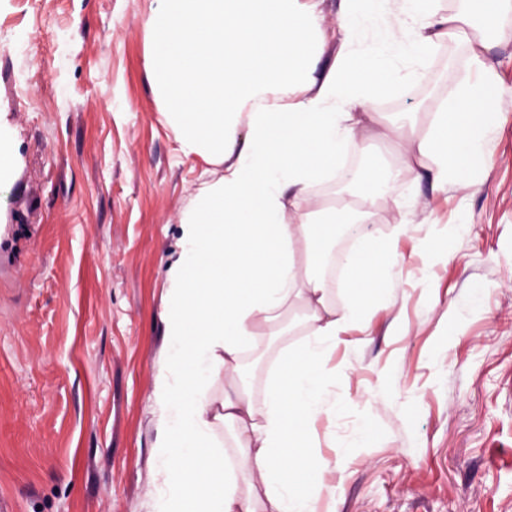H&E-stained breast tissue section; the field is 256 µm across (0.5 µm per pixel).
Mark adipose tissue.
Instances as JSON below:
<instances>
[{
	"label": "adipose tissue",
	"mask_w": 512,
	"mask_h": 512,
	"mask_svg": "<svg viewBox=\"0 0 512 512\" xmlns=\"http://www.w3.org/2000/svg\"><path fill=\"white\" fill-rule=\"evenodd\" d=\"M154 2L147 66L162 112L184 154L224 171L184 211L166 273L153 446L164 480L153 512H320L341 487L326 478L333 462L315 424L348 403L336 393L331 357L348 333H367L371 309L396 287L397 238L419 237L433 252L444 238L419 235L414 202L398 206L392 237L348 256L344 302L335 304L324 268L336 234L364 223L383 199L373 175L363 177L358 200L341 205L318 189L375 122L383 139L402 145L405 170H425L439 187H469L470 174L491 160L502 120L484 33L439 0H342L340 46L319 74V0ZM451 34L470 45L471 77L434 112L428 135L412 140L406 124L382 122L370 106L413 80ZM293 308L306 339L280 352L254 395L245 358ZM219 378L224 391L215 395L209 387ZM223 429L233 432L229 455Z\"/></svg>",
	"instance_id": "obj_1"
}]
</instances>
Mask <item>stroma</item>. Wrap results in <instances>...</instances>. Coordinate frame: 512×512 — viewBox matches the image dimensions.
<instances>
[{"instance_id": "stroma-1", "label": "stroma", "mask_w": 512, "mask_h": 512, "mask_svg": "<svg viewBox=\"0 0 512 512\" xmlns=\"http://www.w3.org/2000/svg\"><path fill=\"white\" fill-rule=\"evenodd\" d=\"M482 50L505 119L468 190L404 171L368 221L392 231L397 204L439 220L448 252L401 240V285L368 318L370 336L333 364L351 403L316 423L335 512H512V27ZM153 0H0V512H151L154 383L165 365L166 271L179 222L207 179L160 112L146 66ZM469 46L440 41L422 79L375 101L410 113L414 138L469 73ZM487 285L484 295L474 284ZM265 343L262 389L280 351L301 343L298 314ZM369 442L354 446V432Z\"/></svg>"}]
</instances>
